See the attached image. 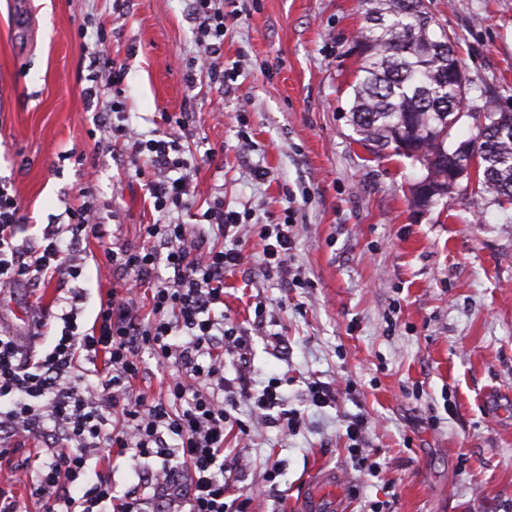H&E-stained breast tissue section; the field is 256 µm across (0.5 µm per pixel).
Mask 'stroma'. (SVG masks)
Segmentation results:
<instances>
[{
    "instance_id": "1",
    "label": "stroma",
    "mask_w": 512,
    "mask_h": 512,
    "mask_svg": "<svg viewBox=\"0 0 512 512\" xmlns=\"http://www.w3.org/2000/svg\"><path fill=\"white\" fill-rule=\"evenodd\" d=\"M235 3L220 48L237 73L227 95L205 76L186 83L203 51L190 0H0V189L20 205L16 243H41L77 209L106 233L67 283L78 307L58 284H14L0 290V329L29 349L45 340L44 318L58 332L73 311L91 326L100 290L118 281L95 265L104 245L141 247L144 225L164 221L111 129L148 141L168 132L163 114L183 117L195 206L178 219L190 240L247 255L224 276V325L247 339L253 389L277 381L303 415L287 435L237 403L250 433L224 431L231 512H295L320 469L347 482L344 512H512V206L456 191L416 208L409 189L425 169L357 143L358 0ZM427 4L457 35L470 109L491 94L512 109V0ZM103 43L124 66L120 84L91 65ZM218 197L259 223L294 206L288 273L305 287L264 278L263 244L247 230L215 237L202 215ZM317 380L335 403L310 402ZM361 414L354 449L345 422ZM52 450L35 439L0 463L23 512L40 505L19 480Z\"/></svg>"
}]
</instances>
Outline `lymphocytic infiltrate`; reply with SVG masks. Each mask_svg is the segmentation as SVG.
Here are the masks:
<instances>
[{
  "label": "lymphocytic infiltrate",
  "mask_w": 512,
  "mask_h": 512,
  "mask_svg": "<svg viewBox=\"0 0 512 512\" xmlns=\"http://www.w3.org/2000/svg\"><path fill=\"white\" fill-rule=\"evenodd\" d=\"M200 41L219 50L230 14L224 0H193ZM132 157L147 156L160 177L149 184L154 207L184 212L192 203L185 178H168L178 162L172 142L128 139ZM19 205L0 191V285L26 282L33 287L82 273L75 253L80 242L102 239L103 225L82 211L67 228L47 225L43 243L20 249ZM292 221L255 224L264 243L263 274L284 279L295 247ZM70 239H63V232ZM145 246L103 251L106 265L121 277L102 298L90 329L79 331L73 317L53 345L27 351L16 336L0 332V460L35 438H61V448L33 468L26 480L43 512H171L186 497L189 512H227L224 503V427L237 399L255 413L278 410L274 423L284 432L300 429L303 417L283 411L277 382L261 391L242 388L238 398H223L224 354L243 340L224 330L214 313L224 301V275L244 262L241 251L190 244L187 227L176 221L143 227ZM151 291V318H143L137 298ZM163 365L166 395L150 398L134 383L144 354ZM134 461L138 482L115 495L111 473L89 471L88 460L103 449ZM152 497H143V489Z\"/></svg>",
  "instance_id": "1"
}]
</instances>
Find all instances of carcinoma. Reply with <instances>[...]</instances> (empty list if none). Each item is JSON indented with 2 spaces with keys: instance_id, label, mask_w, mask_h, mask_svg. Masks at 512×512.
<instances>
[{
  "instance_id": "1",
  "label": "carcinoma",
  "mask_w": 512,
  "mask_h": 512,
  "mask_svg": "<svg viewBox=\"0 0 512 512\" xmlns=\"http://www.w3.org/2000/svg\"><path fill=\"white\" fill-rule=\"evenodd\" d=\"M367 26L356 42L364 47L353 85L350 124L360 141L377 151L414 152L424 180L448 183V142L461 113L474 120L471 136L481 160L475 193L489 192L512 205V112L491 101L468 111L465 74L455 37L441 30L426 0H359Z\"/></svg>"
}]
</instances>
